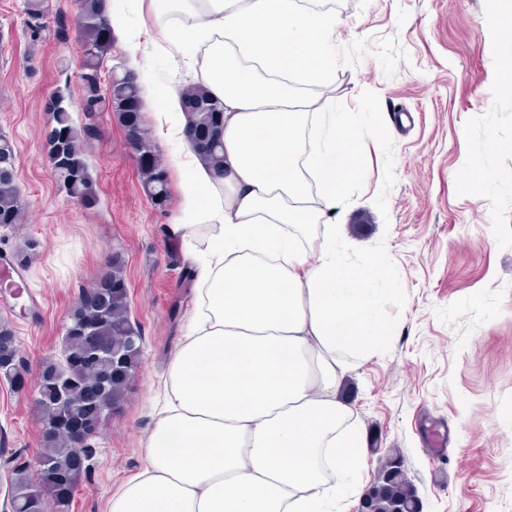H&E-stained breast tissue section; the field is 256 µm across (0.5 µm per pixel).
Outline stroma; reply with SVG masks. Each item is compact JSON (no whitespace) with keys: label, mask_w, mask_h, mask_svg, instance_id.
I'll return each mask as SVG.
<instances>
[{"label":"stroma","mask_w":512,"mask_h":512,"mask_svg":"<svg viewBox=\"0 0 512 512\" xmlns=\"http://www.w3.org/2000/svg\"><path fill=\"white\" fill-rule=\"evenodd\" d=\"M501 0H335L344 21L331 109L364 112L363 177L341 217L348 262L377 256L388 277L383 352L353 360L346 398L366 441L363 483L400 452L423 512H512V96L498 91L490 21ZM46 27L26 26L25 0H0V134L16 149L25 221L0 226V255L23 298L0 288V324L16 336L25 377L58 359L80 291L122 256L141 367L101 428L67 512H105L143 466L142 438L164 403L169 359L197 307L189 249L172 234L178 176L153 203L115 114L81 111L79 0H45ZM71 102L90 125L98 201L61 191L41 148L44 103ZM480 165L471 174L470 161ZM30 386L0 376V512L17 471L40 450Z\"/></svg>","instance_id":"35a3bbf8"}]
</instances>
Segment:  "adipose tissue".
Returning <instances> with one entry per match:
<instances>
[{
    "label": "adipose tissue",
    "mask_w": 512,
    "mask_h": 512,
    "mask_svg": "<svg viewBox=\"0 0 512 512\" xmlns=\"http://www.w3.org/2000/svg\"><path fill=\"white\" fill-rule=\"evenodd\" d=\"M131 10L153 37L127 25ZM106 18L132 50L179 46L224 108L217 171L186 137L178 91L136 77L179 176L172 232L210 239L191 255L199 307L168 364V403L107 512H340L362 494L367 454L347 424V359L393 335L385 273L368 254L347 262L337 222L364 117L297 86L329 80L342 20L322 0H108Z\"/></svg>",
    "instance_id": "obj_1"
}]
</instances>
